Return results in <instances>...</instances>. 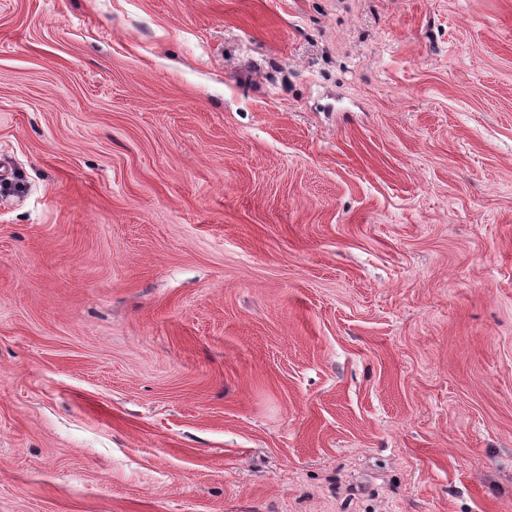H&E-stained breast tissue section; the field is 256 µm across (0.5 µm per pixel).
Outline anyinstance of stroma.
Listing matches in <instances>:
<instances>
[{
	"mask_svg": "<svg viewBox=\"0 0 512 512\" xmlns=\"http://www.w3.org/2000/svg\"><path fill=\"white\" fill-rule=\"evenodd\" d=\"M0 512H512V0H0Z\"/></svg>",
	"mask_w": 512,
	"mask_h": 512,
	"instance_id": "stroma-1",
	"label": "stroma"
}]
</instances>
